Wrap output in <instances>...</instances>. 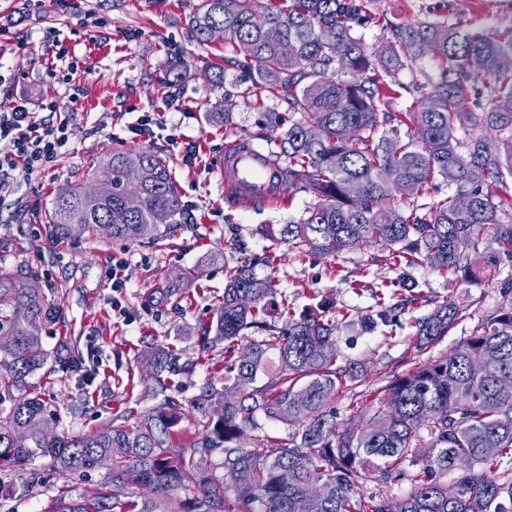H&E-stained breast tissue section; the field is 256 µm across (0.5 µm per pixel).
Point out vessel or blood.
<instances>
[{
  "label": "vessel or blood",
  "mask_w": 512,
  "mask_h": 512,
  "mask_svg": "<svg viewBox=\"0 0 512 512\" xmlns=\"http://www.w3.org/2000/svg\"><path fill=\"white\" fill-rule=\"evenodd\" d=\"M219 168L225 185L242 206L275 199L281 192L276 162L249 142L236 140L227 144Z\"/></svg>",
  "instance_id": "vessel-or-blood-1"
}]
</instances>
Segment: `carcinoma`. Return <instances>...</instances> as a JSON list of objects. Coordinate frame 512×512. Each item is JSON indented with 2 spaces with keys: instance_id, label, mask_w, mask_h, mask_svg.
<instances>
[{
  "instance_id": "obj_1",
  "label": "carcinoma",
  "mask_w": 512,
  "mask_h": 512,
  "mask_svg": "<svg viewBox=\"0 0 512 512\" xmlns=\"http://www.w3.org/2000/svg\"><path fill=\"white\" fill-rule=\"evenodd\" d=\"M374 0H203L189 18L193 38L202 45L218 39L234 44L243 66L254 67L249 98L258 91L279 94L288 116L280 143V178L314 196L295 224H266L259 232L272 242L301 253L335 256L368 243L392 247L388 260L408 267L432 265L468 282L496 276L490 255L472 261L479 251V230L489 227L502 253L512 254V30L480 27L462 30L455 22H387L386 45L370 50L355 28L381 24ZM283 42L295 46L288 58ZM429 57L446 64V75L405 112L386 114L391 136L376 137L382 105L394 91L396 76L414 70ZM484 73L490 83L477 87ZM349 74L342 80L338 74ZM436 107H427V99ZM472 103L474 110L465 108ZM300 118H295V115ZM414 133L400 135V127ZM102 174L112 176V199L94 201L84 188L66 184L52 199L47 234L73 237L71 225L109 237L142 241L171 237L193 223L169 166L148 149L112 152ZM452 193L434 200L439 182ZM360 194L348 193L350 184ZM140 193L141 206L125 209L122 193ZM467 196L466 209L456 200ZM165 210L171 222L153 223ZM195 283L189 274L159 279L146 296L163 306ZM272 275L256 276L242 263L226 274L224 295L212 322L197 336L199 354L224 345V375L219 390L210 380L197 399L210 428L187 448L173 442L184 405L169 393L167 374L179 350L153 344L138 353L140 371L149 374L163 396L155 407L121 414L89 434L42 435L58 421L27 378L62 358L71 372L83 371L85 357L63 340L47 350L40 331L62 318L53 292L32 271L0 269V335L12 336L0 348V471L15 472L38 457L70 477L97 468L102 458L111 468L92 499H74L63 490L49 512H298L307 487L318 483L323 497L309 512H512V482L499 483L475 468L491 469L512 460V305L504 308L448 354L415 360L377 399L361 425L336 430L332 405L347 383L361 380L352 366L338 365L333 339L336 321L322 310L296 314L288 301H274ZM415 295L397 304H380L373 329L388 322L393 310L404 311ZM285 323L270 329L273 306ZM457 307L448 302L416 319L419 349L448 335ZM265 333L236 352L243 331ZM278 351L280 368L267 380L265 362ZM480 356L486 371L476 377L470 358ZM266 418L294 431L285 438L265 435L245 443L247 431ZM433 453H417L423 438ZM217 454L212 469L200 460ZM473 466L453 481L454 497L442 478L456 470L455 460ZM138 473V486L125 481ZM385 482L407 480L410 493L399 500L363 493L372 474ZM231 477L232 484L224 482Z\"/></svg>"
}]
</instances>
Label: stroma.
<instances>
[{
    "label": "stroma",
    "instance_id": "stroma-1",
    "mask_svg": "<svg viewBox=\"0 0 512 512\" xmlns=\"http://www.w3.org/2000/svg\"><path fill=\"white\" fill-rule=\"evenodd\" d=\"M200 5L201 0H0V113L24 101L45 119L43 102L71 88L79 92L68 106L73 135L66 154L45 171L18 177L13 190L0 195V268L37 272L60 301L63 318L41 332L46 348L65 336L89 355L86 376L59 364L30 378L56 410L60 432L82 435L118 413L155 406L153 384L136 367L138 352L152 343L172 344L183 359H196V366L180 368L173 377L186 410L176 438L186 442L205 432L197 398L210 367L223 363L224 350L198 357L195 340L216 312L228 269L246 260L258 276L274 274L278 298L296 311L326 306L335 314L336 347L344 361L357 363L364 373L361 383L336 398L340 430L359 423L408 359L445 354L512 305V288L502 287L500 279L467 282L431 266L396 268L381 245L334 257L301 256L263 237L259 225L299 221L314 197L306 189L287 188L271 202L242 207L228 193L218 169L225 143L244 137L277 148L284 129L269 115L287 111L288 104L268 92L242 99L250 72L241 66L237 49L201 45L191 36L188 20ZM374 6L394 22L449 17L465 27L512 30V0H375ZM50 29L59 33L77 69L56 60L44 38ZM177 63L181 80L166 84ZM216 65L224 68L220 85L206 76ZM218 103L226 104L229 118L216 124L206 114ZM146 112L155 124L143 137L132 128ZM189 146L195 149L191 161L185 158ZM119 148L149 149L167 160L192 224L153 242L115 241L88 232L66 241L47 237L43 227L55 189L66 182L91 186L94 170ZM116 260L123 263L122 288L112 285ZM186 270L197 272L196 290L163 307L146 303L161 276ZM412 280L417 286L411 291ZM413 294L418 297L414 311L365 329L363 318L378 302L393 305ZM449 301L458 308L454 327L434 347L417 350L415 318ZM104 475L97 468L66 479L47 460H35L19 472L0 473L6 485L0 512H49L61 490L74 497L90 494Z\"/></svg>",
    "mask_w": 512,
    "mask_h": 512
}]
</instances>
